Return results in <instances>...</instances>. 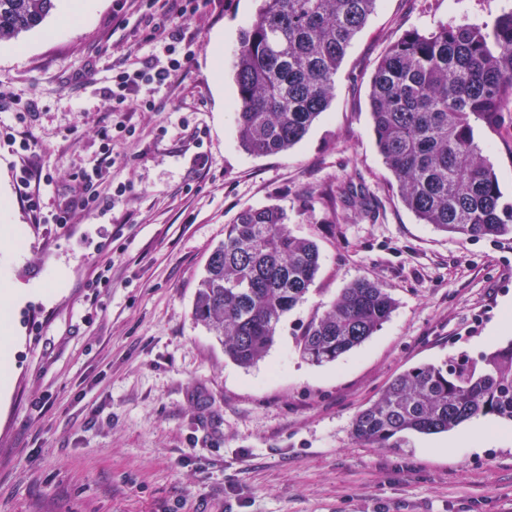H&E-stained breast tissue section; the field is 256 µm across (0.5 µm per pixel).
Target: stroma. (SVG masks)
<instances>
[{"label": "stroma", "instance_id": "obj_1", "mask_svg": "<svg viewBox=\"0 0 512 512\" xmlns=\"http://www.w3.org/2000/svg\"><path fill=\"white\" fill-rule=\"evenodd\" d=\"M113 0L67 26L45 24L0 49V94L35 112H0V129L37 143L44 207L74 195L100 152L112 63L146 50L112 20ZM512 0H378L336 75L329 110L287 154L237 143L229 69L257 0H206L183 28L198 45L170 86L140 87L160 109L128 105L125 164L104 175L112 208L72 224L34 223L17 197L19 156L0 148V191L21 238L0 237V289L65 284L11 311L14 373L0 399V512H512V433L481 451L448 434L375 448L352 434L357 411L422 364L479 362L512 341L497 321L512 301V237L464 238L421 223L402 203L376 146L369 84L384 50L412 28L493 21ZM79 127L71 138L70 127ZM477 137L512 201V112ZM371 200L334 207L337 182ZM279 205L292 235L313 240L320 268L267 354L244 368L192 318L197 282L242 209ZM112 270V285L91 287ZM382 283L396 301L383 326L335 362L302 358L297 338L343 288Z\"/></svg>", "mask_w": 512, "mask_h": 512}]
</instances>
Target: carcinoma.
<instances>
[{"label": "carcinoma", "mask_w": 512, "mask_h": 512, "mask_svg": "<svg viewBox=\"0 0 512 512\" xmlns=\"http://www.w3.org/2000/svg\"><path fill=\"white\" fill-rule=\"evenodd\" d=\"M55 0H0V47L40 27ZM378 0H260L231 60L240 148L286 154L329 109L336 75ZM373 133L404 205L425 224L464 237H512V202L476 139L512 112V7L492 24L413 29L380 57L369 87ZM335 204L368 210L352 181ZM276 205L240 211L224 227L199 280L193 317L242 367L261 360L285 313L305 299L319 269L317 244L293 236ZM395 300L358 280L314 316L297 341L301 356L333 362L388 321ZM512 421V341L481 365L424 364L392 379L358 410L354 437L399 448L406 433L449 432L476 417Z\"/></svg>", "instance_id": "obj_1"}]
</instances>
